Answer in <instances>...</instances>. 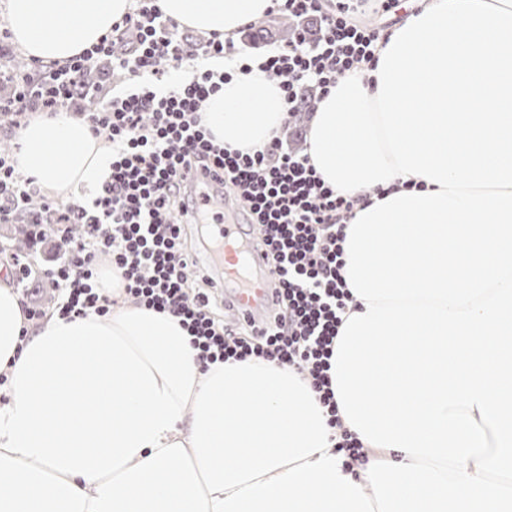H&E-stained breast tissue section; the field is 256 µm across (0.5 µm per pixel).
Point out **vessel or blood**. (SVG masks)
Wrapping results in <instances>:
<instances>
[{
  "instance_id": "b4317fda",
  "label": "vessel or blood",
  "mask_w": 512,
  "mask_h": 512,
  "mask_svg": "<svg viewBox=\"0 0 512 512\" xmlns=\"http://www.w3.org/2000/svg\"><path fill=\"white\" fill-rule=\"evenodd\" d=\"M198 205L209 221V238L213 248L209 264L223 274L230 285V308L234 315L246 316L256 324L266 325L277 299L270 284L265 251L255 245L252 227L229 219L231 206L223 189H200Z\"/></svg>"
}]
</instances>
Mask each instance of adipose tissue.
Here are the masks:
<instances>
[{"mask_svg": "<svg viewBox=\"0 0 512 512\" xmlns=\"http://www.w3.org/2000/svg\"><path fill=\"white\" fill-rule=\"evenodd\" d=\"M132 0H9V29L60 65L97 44ZM165 14L236 38L273 0H162ZM203 109L218 142L262 146L284 119L281 91L251 62ZM21 169L55 194L96 185L112 152L67 113L32 118ZM21 300L0 279V512H213L189 443L202 365L177 317L127 304L109 319L51 318L22 337Z\"/></svg>", "mask_w": 512, "mask_h": 512, "instance_id": "1", "label": "adipose tissue"}]
</instances>
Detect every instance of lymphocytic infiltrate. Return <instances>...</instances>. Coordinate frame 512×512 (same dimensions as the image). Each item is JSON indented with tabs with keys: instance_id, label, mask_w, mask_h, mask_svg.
<instances>
[{
	"instance_id": "obj_1",
	"label": "lymphocytic infiltrate",
	"mask_w": 512,
	"mask_h": 512,
	"mask_svg": "<svg viewBox=\"0 0 512 512\" xmlns=\"http://www.w3.org/2000/svg\"><path fill=\"white\" fill-rule=\"evenodd\" d=\"M160 2L136 0L98 44L65 65H38L36 77L0 99V112L17 118L73 112L112 147L110 170L90 196L63 208L44 199L54 218L31 241L54 243L55 255L40 266L55 299L49 309L24 304L25 320L110 316L115 301L102 291L100 270L108 258L133 303L179 318L202 364L257 357L304 373L326 409L337 453L353 466L363 445L342 427L329 370L350 300L342 275L344 228L358 200L324 182L308 153L291 151L281 137L250 150L219 144L202 122V107L234 77L225 59L243 63L247 56L230 39L180 37ZM273 2L294 28L260 68L279 77L291 116L301 110L305 90L323 96L348 72L374 67L384 30L364 20L365 9L387 14L400 6V0ZM101 59L112 62V86L77 89L78 73ZM214 179L233 190L234 211L259 226L276 279L279 302L261 331L224 323L210 278L195 289L188 283L195 253L183 220L203 223L195 189ZM38 189L35 177L18 179L13 155L0 154V224L13 223Z\"/></svg>"
}]
</instances>
